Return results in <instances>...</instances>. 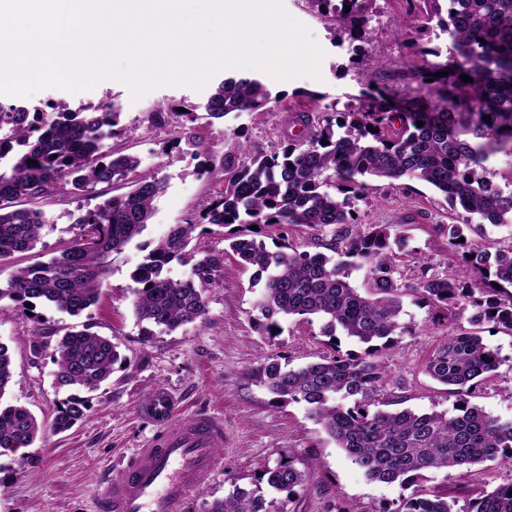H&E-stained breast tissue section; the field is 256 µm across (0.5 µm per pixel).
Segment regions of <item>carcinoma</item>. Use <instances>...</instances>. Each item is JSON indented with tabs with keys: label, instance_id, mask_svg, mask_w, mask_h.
Wrapping results in <instances>:
<instances>
[{
	"label": "carcinoma",
	"instance_id": "cac0c4a2",
	"mask_svg": "<svg viewBox=\"0 0 512 512\" xmlns=\"http://www.w3.org/2000/svg\"><path fill=\"white\" fill-rule=\"evenodd\" d=\"M304 2L331 23L339 40L368 41L379 14L378 0ZM439 2L405 0L417 24L395 32L396 40L419 56L412 66L415 95L370 88L353 97L344 112L334 106L296 109L290 122L294 132L279 151L252 152L236 142L224 153V191L210 201L202 222L173 225L133 272L140 284L133 309L137 321L170 332L203 321L204 288L223 266L224 254L198 258L188 246L202 223L228 229L224 240L230 251L263 283L256 302L263 335L277 336L273 329L280 316H317L324 321V335L364 345L360 352L344 353L334 342L333 353L299 367L269 357L252 375L275 402L305 404L309 418L369 479L411 490L382 512H512V481L479 488L460 508L444 494L417 488L430 471L461 476L486 462L512 464V420L467 400L500 365L498 351L480 334L483 325L512 333V243L491 249L468 236L475 231L473 215L495 226L512 224V169L502 175L490 166L499 154L512 158V0H447L444 19ZM435 18L450 39L443 62L437 61L439 49L422 44ZM443 71L448 75L437 76ZM428 73L434 74L431 82ZM463 74L471 81H462ZM280 102L257 78L228 77L210 94L207 111L214 118L231 112L261 115ZM119 116L62 106L31 113L0 103V159L14 154L10 174L0 173V261L35 249L46 224L42 209L18 203L56 190L78 196L134 178L132 190L77 217L71 246L47 262L15 268L0 285V302L10 301L36 324L39 307L75 316L97 302L113 254L142 235L154 202L167 190L162 178L136 176L137 157L103 151ZM419 121L424 125L417 126ZM369 178L393 189L410 180L425 182L444 194L450 208L468 214L462 224L440 227L448 263L466 267L465 278L433 272L418 260L416 283H402L395 252L404 246L401 225L365 228L352 216L353 202L370 187ZM294 225L332 226L333 237L322 244L324 251L314 253L299 251L283 236L273 250L259 239L267 227ZM174 260L191 264L188 278L168 276ZM364 265L369 274L362 293L350 278ZM410 292L450 321L470 311L476 326L471 332L448 331L423 365L426 375L457 397L451 413L387 411L386 402L375 399L388 378L379 357L409 331L402 321V297ZM119 359L112 341L88 328L58 340L54 385L69 394L57 407L52 431L65 432L86 415L89 399L76 391L96 390ZM11 379L8 348L0 343V399ZM45 431L27 408L0 405V456L30 447ZM229 482V492L210 512H288L292 497L304 489L305 475L292 459L280 457L263 464L249 488L235 478ZM276 502L280 509L274 511Z\"/></svg>",
	"mask_w": 512,
	"mask_h": 512
}]
</instances>
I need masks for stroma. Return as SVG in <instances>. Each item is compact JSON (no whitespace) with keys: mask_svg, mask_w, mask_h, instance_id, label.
<instances>
[{"mask_svg":"<svg viewBox=\"0 0 512 512\" xmlns=\"http://www.w3.org/2000/svg\"><path fill=\"white\" fill-rule=\"evenodd\" d=\"M284 2L289 13L311 29L326 56L321 79L268 80L270 90L285 96L286 102L262 118L247 112L212 118L206 109L210 95L206 89L164 86L135 101L115 80L76 94L47 89L23 99V106L29 108L64 105L76 112L88 107L117 108L122 125L135 127L136 132L130 139L106 138L105 150L137 156L141 172L164 176L168 187L155 201L143 234L114 256L95 305L77 316L41 308L39 326L45 330L41 353L31 348L36 325L18 312L0 316V343L7 346L13 363V378L0 402L26 407L47 424L65 397L53 384L59 336L88 325L110 339L121 355L110 377L91 392V408L85 418L66 432H47L26 448L29 462L25 467H17L14 454L0 456V512H97L107 482L152 432L151 425L140 418L139 407L158 387L172 392L185 413H209L224 422V465L187 500L183 512H210L213 502L228 493L229 478L251 485L259 465L280 455L292 456L306 475L305 489L289 503L288 512H336L340 507L346 512H380L402 495L399 484L369 480L351 464L308 418L305 405L274 404L267 390L252 380L251 368L267 356H277L296 367L329 354L331 348L322 334L324 322L317 317L284 316L278 320L277 337L259 333L255 327V273L225 253L224 228L206 226L191 243L201 253L225 254L221 272L205 291V322L164 332L137 322L133 314L136 284L132 272L169 226L197 219L224 188L221 178L202 173L205 160L221 161L237 137L267 152L280 147L282 135L289 129L290 107L297 104L301 92L320 94L323 104L340 105L372 84L407 85L405 70L399 65L404 50L391 36L392 29L405 21L402 0H382V19L375 23L371 41L355 50L340 45L324 18L309 11L303 0ZM160 108L192 110L193 118L184 127L188 135L197 138V146L173 148L172 127L148 123V114ZM95 204V198L87 195L54 193L39 199L37 206L47 219L41 240L33 251L0 261V282H5L14 268L57 255L76 236L73 220L79 208ZM355 207L365 224L404 223L407 242L399 268L405 284L413 282L415 258H427L437 272L449 269L448 245L440 237L439 227L457 223L458 218L429 184L413 181L405 191L373 190L356 201ZM404 308L413 328L401 336L395 349L383 355L389 378L379 395L385 399L405 396L406 407L415 411L450 409L452 397L423 373L422 364L448 330L470 331L468 319L463 316L450 323L431 316L427 307L415 304L410 296L405 297ZM485 340L498 349L501 364L473 402L491 415L511 420L512 335L489 333ZM511 480L512 466L489 462L465 479L447 480L442 474L429 473L423 486L463 504L475 488Z\"/></svg>","mask_w":512,"mask_h":512,"instance_id":"obj_1","label":"stroma"}]
</instances>
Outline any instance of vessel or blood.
Wrapping results in <instances>:
<instances>
[{
	"label": "vessel or blood",
	"instance_id": "b4317fda",
	"mask_svg": "<svg viewBox=\"0 0 512 512\" xmlns=\"http://www.w3.org/2000/svg\"><path fill=\"white\" fill-rule=\"evenodd\" d=\"M140 412L155 431L107 483L98 512H180L222 460L221 419L182 414L178 399L164 388L155 389Z\"/></svg>",
	"mask_w": 512,
	"mask_h": 512
}]
</instances>
